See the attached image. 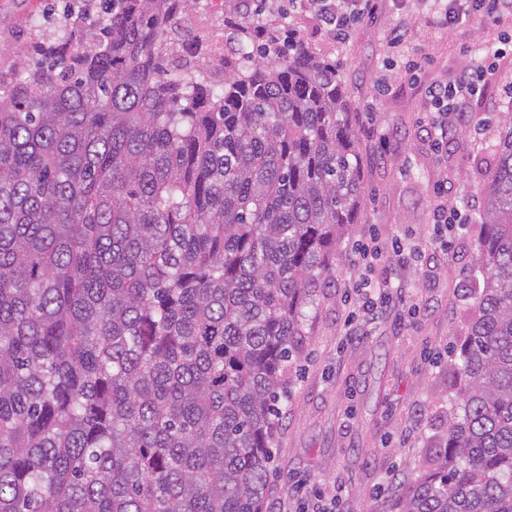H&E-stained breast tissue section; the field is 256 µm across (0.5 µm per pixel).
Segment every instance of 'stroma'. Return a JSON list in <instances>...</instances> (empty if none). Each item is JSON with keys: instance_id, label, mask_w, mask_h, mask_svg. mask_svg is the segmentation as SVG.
Here are the masks:
<instances>
[{"instance_id": "1", "label": "stroma", "mask_w": 512, "mask_h": 512, "mask_svg": "<svg viewBox=\"0 0 512 512\" xmlns=\"http://www.w3.org/2000/svg\"><path fill=\"white\" fill-rule=\"evenodd\" d=\"M65 10V0H0V69L10 66L12 49L41 38L36 20L63 19ZM401 20L411 35L390 47V31ZM287 22L339 68L361 139L366 202L330 278L305 310L306 343L288 366L287 412L275 435L264 512H277L299 488L308 497L338 494L337 512H396L411 482L432 470L434 438L457 403L454 349L473 316L468 288L479 273L469 258L484 208L479 187L497 142L493 131L479 142L468 133L440 158L420 118L428 87L453 79L467 64L482 26L436 27L410 0H376L374 13L342 42L310 14H291ZM511 82L506 58L467 110L479 120L498 117L507 106L501 89ZM445 174L454 184L449 207L467 217L448 236L447 259L430 268L397 263L389 252L392 237L428 238L429 202ZM371 239L383 252L369 277L404 286L405 300L349 329L345 283L353 247Z\"/></svg>"}]
</instances>
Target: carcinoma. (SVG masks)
<instances>
[{
  "label": "carcinoma",
  "instance_id": "cac0c4a2",
  "mask_svg": "<svg viewBox=\"0 0 512 512\" xmlns=\"http://www.w3.org/2000/svg\"><path fill=\"white\" fill-rule=\"evenodd\" d=\"M82 4L0 71V512H263L304 308L365 205L336 64L243 0ZM459 408L398 512H512V105Z\"/></svg>",
  "mask_w": 512,
  "mask_h": 512
}]
</instances>
